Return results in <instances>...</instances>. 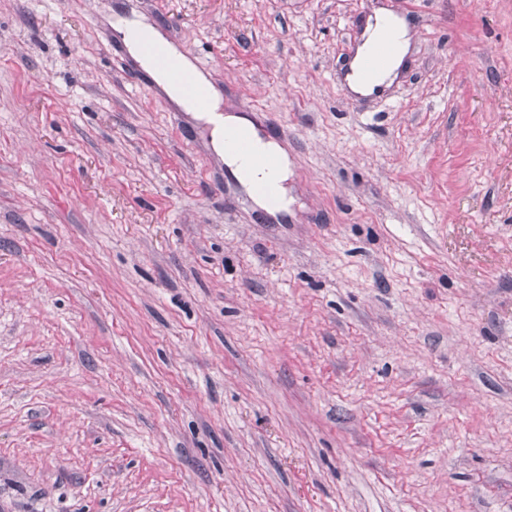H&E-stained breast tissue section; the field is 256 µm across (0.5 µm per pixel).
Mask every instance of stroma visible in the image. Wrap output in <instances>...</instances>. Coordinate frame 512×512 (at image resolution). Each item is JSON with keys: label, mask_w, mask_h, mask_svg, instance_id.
I'll list each match as a JSON object with an SVG mask.
<instances>
[{"label": "stroma", "mask_w": 512, "mask_h": 512, "mask_svg": "<svg viewBox=\"0 0 512 512\" xmlns=\"http://www.w3.org/2000/svg\"><path fill=\"white\" fill-rule=\"evenodd\" d=\"M133 14L280 130L286 215ZM0 512H512V0H0ZM376 24L377 26L386 21L391 20L394 24L395 32H396V38H397V52L395 56L392 59L390 68L388 71L383 74L381 77H379L380 80L385 82L386 85H390L396 76V71L401 65L403 58L407 52L408 46H409V30L406 27V25L395 18H393L388 13H380L376 16ZM124 43L134 55L140 54L139 43L142 41H158L164 43L160 32L151 24L142 20H133L126 26L119 28ZM394 51V36L388 24H381L376 32V40L371 54L364 60V68L371 73L384 70Z\"/></svg>", "instance_id": "1"}]
</instances>
